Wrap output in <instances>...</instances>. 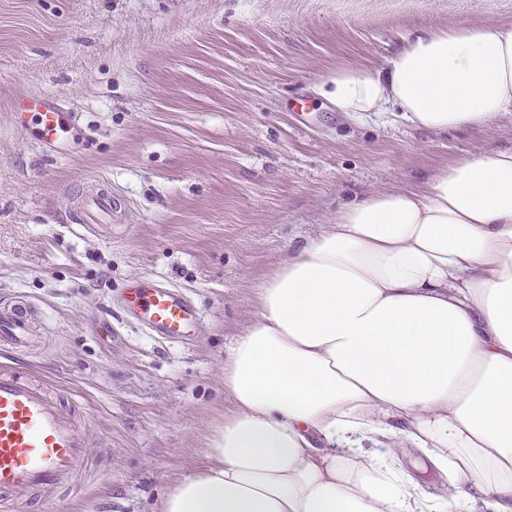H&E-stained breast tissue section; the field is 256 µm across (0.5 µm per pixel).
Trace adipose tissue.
I'll list each match as a JSON object with an SVG mask.
<instances>
[{
	"label": "adipose tissue",
	"instance_id": "ef3b65f1",
	"mask_svg": "<svg viewBox=\"0 0 512 512\" xmlns=\"http://www.w3.org/2000/svg\"><path fill=\"white\" fill-rule=\"evenodd\" d=\"M319 92L339 112L487 126L512 112V25L415 38ZM224 392L156 512H512V150L373 193L289 248ZM407 452L454 492H425Z\"/></svg>",
	"mask_w": 512,
	"mask_h": 512
}]
</instances>
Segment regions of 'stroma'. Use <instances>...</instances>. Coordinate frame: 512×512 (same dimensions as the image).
Instances as JSON below:
<instances>
[{"label": "stroma", "mask_w": 512, "mask_h": 512, "mask_svg": "<svg viewBox=\"0 0 512 512\" xmlns=\"http://www.w3.org/2000/svg\"><path fill=\"white\" fill-rule=\"evenodd\" d=\"M512 24V0H0V303L41 334L15 362L62 406L83 400L98 464L59 512H153L230 402L224 359L292 244L342 206L512 149V112L424 131L396 112H339L320 81L382 67L406 40ZM72 112L54 147L12 103ZM111 189L123 223L67 206ZM181 288L202 324L160 343L120 312L127 280Z\"/></svg>", "instance_id": "35a3bbf8"}]
</instances>
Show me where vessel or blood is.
<instances>
[{"instance_id":"1","label":"vessel or blood","mask_w":512,"mask_h":512,"mask_svg":"<svg viewBox=\"0 0 512 512\" xmlns=\"http://www.w3.org/2000/svg\"><path fill=\"white\" fill-rule=\"evenodd\" d=\"M41 144H57L70 127V113L46 99L28 98ZM81 224L121 223V208L110 189L87 198L77 218ZM122 313L150 335L176 342L198 330L201 317L186 294L142 277L122 288ZM31 309L24 304L0 307V349L17 352L30 330ZM89 465L88 442L74 417L65 414L41 387L32 384L13 364L0 363V512H18L14 492L48 491L72 486Z\"/></svg>"}]
</instances>
